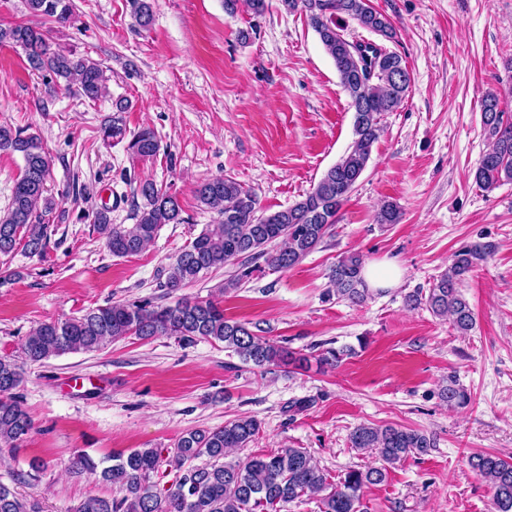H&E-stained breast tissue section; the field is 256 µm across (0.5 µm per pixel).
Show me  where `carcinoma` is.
Returning a JSON list of instances; mask_svg holds the SVG:
<instances>
[{"label":"carcinoma","instance_id":"1","mask_svg":"<svg viewBox=\"0 0 512 512\" xmlns=\"http://www.w3.org/2000/svg\"><path fill=\"white\" fill-rule=\"evenodd\" d=\"M283 9L305 13L310 26L332 59L340 83L354 110V140L341 158L330 167L294 205L267 215H257V196L249 188L228 177L201 182L195 189L199 206L216 215L217 230L202 232L175 256L168 266L162 287L175 291L197 281L213 269L240 263L242 270L224 282V291L262 267L287 270L299 264L330 233L336 216L353 192L371 160L374 144L381 133V116L402 105L411 78L402 57L372 43L351 41L340 21L348 17L364 29L391 41L396 32L382 13L367 0H280ZM30 15L53 18L70 24L74 15L70 0H25ZM137 25L147 29L153 22L154 0H129ZM245 7L255 17L264 15L266 0H224L229 14ZM0 43L23 50L30 67L46 72L55 80L73 82L77 92L92 101L107 94L101 65L77 55L75 50L53 47L45 31L32 23L0 25ZM404 79L399 80L397 76ZM128 102H113L114 114L100 128L102 140L122 141L126 136L119 113ZM482 123L489 145L477 168L476 182L491 189L512 181V117L500 108V98L488 93L481 100ZM137 158H151L160 151L156 131L144 126L127 145ZM0 152L18 154L23 160L7 213L0 218V255L9 256L17 248L30 255H44L54 225L47 221L57 206L48 194L47 179L52 157L40 136L0 124ZM141 203L136 206V223L114 224L107 209L92 212L93 224L116 257L143 252L165 224L183 222L178 198L155 181L141 180L134 188ZM398 205L387 201L376 213L379 224H397ZM278 248H270L276 241ZM491 253L487 244L475 243L456 251L448 271L429 289L428 294H411L406 303L421 304L435 316L450 320L453 329L464 336L476 325L469 301L461 291L473 268ZM363 255L350 253L331 268L329 279L336 295L353 303L368 297ZM135 336L175 337L183 342L198 339L224 344V350L243 363L268 370L285 361L282 346L264 336L255 324L228 320L224 309L213 300L180 301L174 305L141 302H115L87 311L80 317L39 323L22 343V360L42 363L67 353L95 352ZM24 381L19 360L0 356V453L16 454L35 430V422L23 407L18 390ZM448 406L463 408L470 394L449 376L441 389ZM261 429L251 416H239L214 428L193 429L181 434L171 448H135L118 453L105 465L85 453L77 454L70 471L89 475L96 481L118 487L122 497L87 495L73 512H281L290 502L316 498L320 512H364L365 488L385 482L388 466L433 447L426 434L401 426L360 425L350 437L354 448L372 449L383 462L380 467L351 469L334 481L302 448H280L267 454L226 460L227 451L246 448ZM470 464L490 492L492 512H512V462L498 456L479 454ZM176 474L174 482L159 489L152 477L161 467ZM0 512H42L36 499L18 496L0 483Z\"/></svg>","mask_w":512,"mask_h":512}]
</instances>
